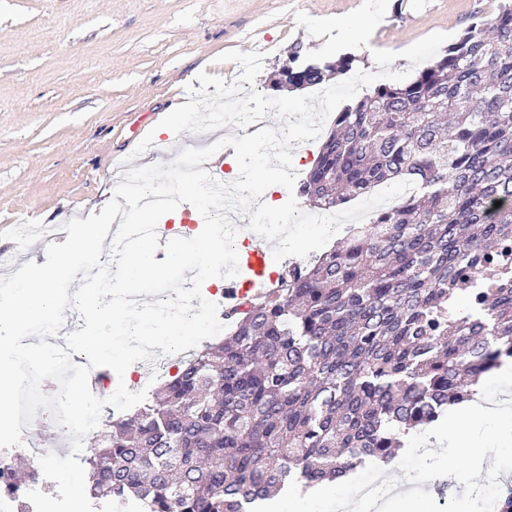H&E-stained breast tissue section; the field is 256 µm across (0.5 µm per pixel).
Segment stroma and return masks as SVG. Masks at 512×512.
<instances>
[{
    "label": "stroma",
    "instance_id": "stroma-1",
    "mask_svg": "<svg viewBox=\"0 0 512 512\" xmlns=\"http://www.w3.org/2000/svg\"><path fill=\"white\" fill-rule=\"evenodd\" d=\"M496 0H0V276L44 264L32 224H63L100 213L118 182L116 158L150 113L187 103L199 72L233 81L230 50L272 41L256 90L273 88L293 50L305 58L350 52L352 71H376L373 53L401 52L435 32L458 34ZM372 28L358 36L362 12ZM131 157V156H130ZM416 434L391 467L397 483L421 476L426 512H494L512 487V460L487 459L467 478L455 458L426 453Z\"/></svg>",
    "mask_w": 512,
    "mask_h": 512
}]
</instances>
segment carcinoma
Listing matches in <instances>:
<instances>
[{"instance_id": "cac0c4a2", "label": "carcinoma", "mask_w": 512, "mask_h": 512, "mask_svg": "<svg viewBox=\"0 0 512 512\" xmlns=\"http://www.w3.org/2000/svg\"><path fill=\"white\" fill-rule=\"evenodd\" d=\"M355 56L285 69L314 87ZM298 192L323 212L409 180L419 191L294 263L154 404L94 440L89 491L145 512H246L290 483L388 463L512 358V0L405 83L336 113ZM501 202L495 206V202ZM478 276L486 288H468Z\"/></svg>"}]
</instances>
